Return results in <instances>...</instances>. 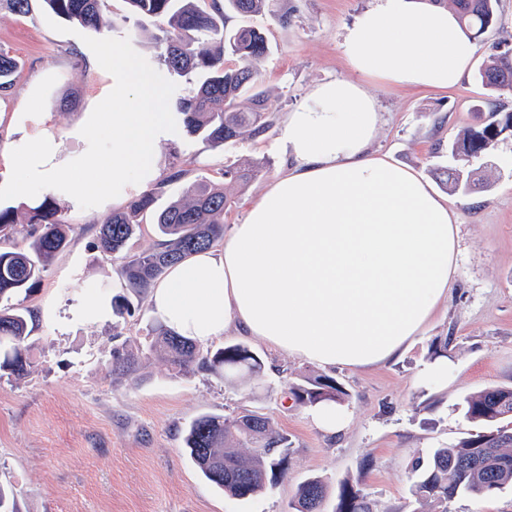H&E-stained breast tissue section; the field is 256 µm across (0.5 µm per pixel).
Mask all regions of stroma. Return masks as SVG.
<instances>
[{"instance_id":"1","label":"stroma","mask_w":512,"mask_h":512,"mask_svg":"<svg viewBox=\"0 0 512 512\" xmlns=\"http://www.w3.org/2000/svg\"><path fill=\"white\" fill-rule=\"evenodd\" d=\"M373 3L278 0L280 13L290 17L285 25L267 15L228 14L227 27L252 25L269 42V53L253 66L273 124L262 136L245 135L224 146L182 130L160 143L156 211L188 199L200 181L223 184L225 167L245 162L260 174L228 187L233 205L224 216L225 226L241 223L247 203L286 166L275 144L287 112L305 102L315 84L353 77L341 44L347 27ZM107 9L133 48L165 72L161 21L130 18L126 0H108ZM48 15L42 0H34L24 17L0 12V52L19 62L10 94L0 99L1 182L10 175L4 156L17 140L9 122L24 111L43 78L57 77L45 110L62 156L70 158L85 151L79 128L110 90L107 75L92 69L93 53L84 42L94 29L81 37L61 34L48 26ZM476 44L474 69L493 54L512 51V0H498L497 21ZM474 69L448 90L369 84L382 110L375 150L414 169L448 197L456 213L458 278L447 301L398 358L364 370L333 369L348 393L347 424L333 436L317 429L308 408L288 393L289 383L315 372V365L254 340L249 346L265 364L257 378L177 374L155 356L131 376H113V348L124 343L144 349L158 316L145 293L131 297L133 316L90 324L74 317L87 297L110 298L126 288L119 259L92 247L112 204L82 210L57 198L71 226L70 243L49 262L39 288L15 296V303L33 312L30 367L21 377L0 379V485L13 490L18 512H292L299 485L311 477L327 485L323 512H334L347 479L356 482L375 512H411L412 460L471 432L460 410L466 395L512 387V131H503L476 156L452 152L467 131L486 125L490 110L512 112V93L488 92ZM177 169L183 177L170 181ZM443 169L477 172L482 186L449 191L438 178ZM49 301L54 313L46 317L42 308ZM442 338L449 341L448 380L438 383L428 370L431 345ZM246 409L269 414L292 447L287 474L242 501L202 476L182 435L201 414Z\"/></svg>"}]
</instances>
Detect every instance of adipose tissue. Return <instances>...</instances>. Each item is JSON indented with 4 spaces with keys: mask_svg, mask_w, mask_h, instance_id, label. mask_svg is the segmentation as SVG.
Returning <instances> with one entry per match:
<instances>
[{
    "mask_svg": "<svg viewBox=\"0 0 512 512\" xmlns=\"http://www.w3.org/2000/svg\"><path fill=\"white\" fill-rule=\"evenodd\" d=\"M357 79L316 84L288 112L291 163L220 250L172 267L151 290L163 324L205 346L237 328L324 369L389 361L448 298L457 224L415 171L373 151L381 126L366 83L448 89L472 39L424 0H375L342 45Z\"/></svg>",
    "mask_w": 512,
    "mask_h": 512,
    "instance_id": "obj_1",
    "label": "adipose tissue"
}]
</instances>
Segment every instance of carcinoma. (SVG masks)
<instances>
[{
  "label": "carcinoma",
  "mask_w": 512,
  "mask_h": 512,
  "mask_svg": "<svg viewBox=\"0 0 512 512\" xmlns=\"http://www.w3.org/2000/svg\"><path fill=\"white\" fill-rule=\"evenodd\" d=\"M57 16L84 27L115 28L106 13L107 0H42ZM138 19L167 21L163 41V62L179 75H197L196 87L175 99L173 111L182 116L190 135L222 145L247 134L263 135L272 125L264 112L259 78L253 61L268 51L264 33L245 25L227 29L217 16L230 10L242 16L269 14L280 23L288 16L274 10L276 0H224V7L208 10L197 0H125ZM460 23L479 37L493 24L497 0H452ZM239 59L234 68L224 66V55ZM15 59L0 53V95L12 88ZM477 79L492 93L512 91V53L494 54L478 69ZM245 97L251 107L243 111L238 100ZM474 130L457 143L456 151L475 156L503 131L512 128V113ZM255 175L251 167L224 169V183H245ZM154 194L143 192L129 200L120 211L101 225L94 248L109 256H122L121 277L135 295L153 288L168 269L194 253L211 249L224 239V212L232 207L227 188L207 182L196 185L184 203L168 206L155 216L163 240L157 247L137 253L127 245L141 228L138 217L151 210ZM18 211L0 208V233H18ZM25 249L0 250V377H20L30 366L27 344L30 336L26 309L9 304L12 297L33 292L41 283L52 257L69 243V225L62 219L54 197L44 196L26 208ZM148 352L165 360L177 373L201 370L216 376L246 374L259 376L262 359L243 343L201 352L198 346L163 325L148 332ZM141 356L128 350H114L112 372L131 375ZM296 404L321 402L340 404L347 393L335 378L323 374L303 375L289 387ZM467 420L479 430L454 444L440 445L425 460L412 462L414 474L410 493L417 502H429L436 512H447L448 501L462 495L492 496L512 489V388L496 387L464 397L461 404ZM183 443L203 476L224 495L245 499L263 492L288 470L290 441L271 418L258 411L230 415L203 414L183 431ZM326 486L309 478L298 488L294 512H321ZM334 512H373L372 503L346 480L341 485Z\"/></svg>",
  "instance_id": "1"
}]
</instances>
